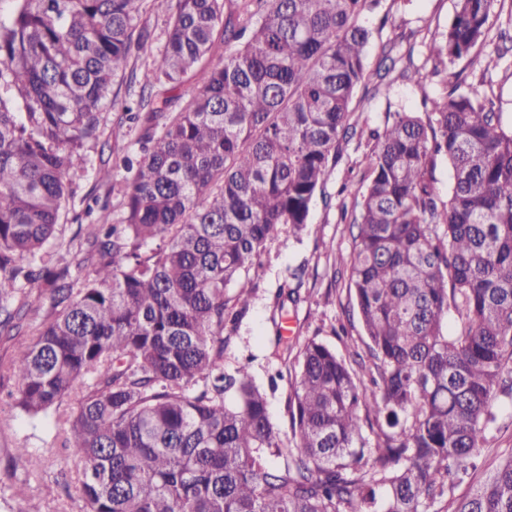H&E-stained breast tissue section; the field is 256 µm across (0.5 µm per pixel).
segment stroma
I'll return each instance as SVG.
<instances>
[{"label":"stroma","mask_w":512,"mask_h":512,"mask_svg":"<svg viewBox=\"0 0 512 512\" xmlns=\"http://www.w3.org/2000/svg\"><path fill=\"white\" fill-rule=\"evenodd\" d=\"M454 10L455 0H381L379 8L370 14L369 22L375 29L369 48L370 61H377L394 33H403L396 50L400 55L411 56L414 66L426 76L425 87L420 90L406 82H395L388 95L372 100L368 111L353 113V120L364 134L343 144L341 156L332 166L325 185L327 195L341 193L350 202L360 197L366 187L365 157L373 146L368 133L382 126L387 107L402 106L420 112L424 109V94L439 92V80L432 76V66L426 61L425 44L432 33L448 24ZM134 26L151 34L147 51L135 54L129 63L130 71L138 74L160 60L169 16L156 11L150 0H144ZM499 44L497 31H490L485 43L476 47L468 59L457 62L453 70L469 84L478 81L481 71H488L495 93L502 97L503 111L512 113V53L498 56ZM493 58L498 61L497 67L487 69V62ZM102 127L100 145L89 150L92 157L100 156L110 163L137 151L138 132L122 109L105 110ZM72 188L74 207L61 218L55 258L69 265L73 274L82 275L92 265L89 244L77 234L79 225L119 223L123 195L108 184L96 182L93 175L81 172L73 175ZM329 240L337 250L350 253V226L341 221L338 208H327L322 201H314L308 224L299 231L281 234L262 256L253 273L255 287L249 305L240 315L224 350L225 369L232 371L247 366L267 398L271 421L284 432L289 429L286 399L290 382L278 375L276 337L316 338L347 361L353 352L366 350L349 280L335 276L334 258L323 248ZM301 267L306 270L305 276L294 279V272ZM282 288L297 290L299 299L286 302L284 312L280 313L275 300ZM13 390V380L0 376V512H82L84 503L78 482L81 462L62 448L54 430L30 421L12 408L9 394ZM494 409L498 422L481 453L482 466L468 483L459 487V494L469 493L501 460L512 456V401L497 400ZM21 446L30 448L38 457V468L26 467L18 459L16 450ZM51 483L56 486L54 494H45V485Z\"/></svg>","instance_id":"obj_1"}]
</instances>
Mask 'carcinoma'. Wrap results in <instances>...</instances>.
<instances>
[{
    "mask_svg": "<svg viewBox=\"0 0 512 512\" xmlns=\"http://www.w3.org/2000/svg\"><path fill=\"white\" fill-rule=\"evenodd\" d=\"M12 2L0 13V331L38 320L8 367L22 415L55 419L77 393L67 442L84 463V512H427L443 498L453 512H512V456L455 497L495 401L512 399V116L448 73L500 20L494 0H456L427 44L443 90L371 132L353 251L324 248L348 271L375 375L365 385V361L355 371L305 339L291 448L246 368L224 369V346L268 245L308 223L357 133L352 112L395 71L425 80L389 52L368 73L362 17L380 0H151L176 10L148 94L125 107L142 152L122 160L121 223L87 225L83 277L51 249L70 173L112 182L86 148L151 39L133 26L144 0ZM219 25L234 50L207 67ZM188 76L195 95L169 111L155 89ZM36 280L43 311L29 309Z\"/></svg>",
    "mask_w": 512,
    "mask_h": 512,
    "instance_id": "cac0c4a2",
    "label": "carcinoma"
}]
</instances>
